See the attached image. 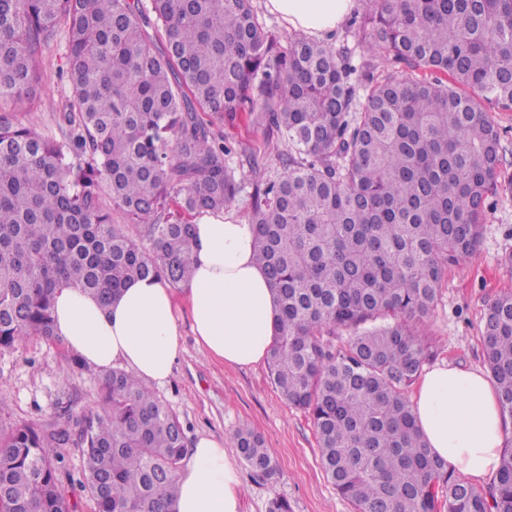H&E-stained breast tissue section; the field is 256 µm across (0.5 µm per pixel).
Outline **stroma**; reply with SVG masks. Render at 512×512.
Instances as JSON below:
<instances>
[{"label":"stroma","instance_id":"obj_1","mask_svg":"<svg viewBox=\"0 0 512 512\" xmlns=\"http://www.w3.org/2000/svg\"><path fill=\"white\" fill-rule=\"evenodd\" d=\"M62 52L57 45L46 53L35 104L17 109L20 121H34L47 134L56 133L55 119L69 91L56 75ZM200 118L231 145L232 168L245 164L247 154L254 153L263 162L260 179L281 174L284 142L249 113L228 118L204 112ZM509 255L512 195L500 194L492 199L476 252L449 266L438 303L419 327L433 344L437 360L484 367V315L492 299L512 291V265L505 262ZM178 327L181 352L170 378L156 392L177 414L188 438L221 439L227 455L236 462L240 456L234 433L247 427L263 436L275 453L276 478L244 480L242 512H267L269 501L277 497L288 501L291 512H353L323 471L310 419L281 399L266 364L227 368L196 343L188 316H180ZM103 375L95 366L78 364L76 354L60 342L32 338L0 351V428L26 422L50 430L64 418L75 419L99 409Z\"/></svg>","mask_w":512,"mask_h":512}]
</instances>
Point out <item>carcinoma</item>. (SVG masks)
Listing matches in <instances>:
<instances>
[{"instance_id": "1", "label": "carcinoma", "mask_w": 512, "mask_h": 512, "mask_svg": "<svg viewBox=\"0 0 512 512\" xmlns=\"http://www.w3.org/2000/svg\"><path fill=\"white\" fill-rule=\"evenodd\" d=\"M62 34L69 95L46 135L11 105L34 98ZM357 36L401 65L360 105L346 52L277 36L252 0H0V350L57 339L60 288L105 307L138 279L186 284L188 217L223 211L244 182L198 113L257 112L288 145L252 194L254 257L275 287L267 365L310 416L326 477L355 512H512V444L480 489L429 454L407 395L434 357L414 324L477 250L490 196L512 194L484 107L512 109V0H378ZM482 342L512 417V292L489 303ZM235 441L254 480L278 475L260 435ZM189 447L153 388L114 369L99 411L0 432V512H74L75 484L94 512H173Z\"/></svg>"}]
</instances>
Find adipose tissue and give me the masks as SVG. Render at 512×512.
Segmentation results:
<instances>
[{
  "label": "adipose tissue",
  "instance_id": "adipose-tissue-1",
  "mask_svg": "<svg viewBox=\"0 0 512 512\" xmlns=\"http://www.w3.org/2000/svg\"><path fill=\"white\" fill-rule=\"evenodd\" d=\"M354 0H265L294 30L332 33ZM195 268L183 295L159 278L136 280L109 306L80 289L55 295V331L81 361L131 368L148 385L164 384L180 350L178 315L187 311L195 340L226 367L264 361L274 336L273 285L254 260L256 227L226 212L197 216ZM416 425L430 453L449 469L482 481L499 470L512 420L498 388L478 368L445 361L427 369L412 396ZM174 512H241L243 485L224 443L198 438L178 475Z\"/></svg>",
  "mask_w": 512,
  "mask_h": 512
}]
</instances>
